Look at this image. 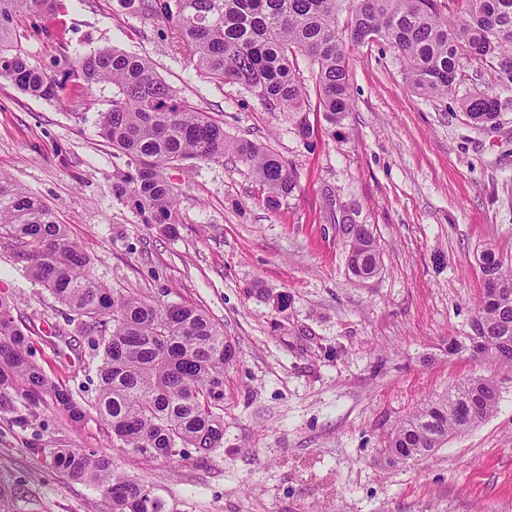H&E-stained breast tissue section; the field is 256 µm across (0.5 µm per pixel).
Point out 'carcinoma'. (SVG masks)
Segmentation results:
<instances>
[{"instance_id": "carcinoma-1", "label": "carcinoma", "mask_w": 512, "mask_h": 512, "mask_svg": "<svg viewBox=\"0 0 512 512\" xmlns=\"http://www.w3.org/2000/svg\"><path fill=\"white\" fill-rule=\"evenodd\" d=\"M342 0H139L146 16L166 23L174 50L199 75L244 86L267 107L287 111L307 138L308 93L297 55L310 63L317 109L334 128L351 111L345 41L386 38L405 63V78L421 96L443 98L456 87L465 60L495 61L498 79L512 82V0H465V16L450 22L441 0H349L347 33L339 32ZM66 0H0V80L50 102L77 88L112 87L111 108L101 113L103 138L128 157L135 172L117 176L113 191L128 196L146 223L177 235L174 188L165 170L182 162L222 161L231 154L249 164L276 207L295 188L293 170L274 152L229 138L224 125L179 97L152 61L114 47L72 53L65 42ZM58 41L54 72L22 49L25 27ZM461 108L476 125L496 123L495 98L475 93ZM351 237V261L374 271L380 252L369 232L341 225ZM6 234L29 262L31 277L68 309L67 324L87 331L93 321L102 349L96 396L89 404L52 383L32 359L31 337L0 296V410L37 405L49 396L74 421L89 409L112 432V447L145 461L210 457L224 447V371L236 350L224 330L195 306L117 295L89 271L90 261L54 209L17 182L0 176V235ZM485 280L477 323L483 350L512 364V268L492 251L482 266ZM497 403L494 385L470 377L423 403L387 435L380 455L397 467L425 457L448 436L475 427ZM49 464L94 486L112 501V512H166V503L145 483L115 471L112 457L91 448H41Z\"/></svg>"}]
</instances>
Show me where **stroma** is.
<instances>
[{
	"label": "stroma",
	"instance_id": "1",
	"mask_svg": "<svg viewBox=\"0 0 512 512\" xmlns=\"http://www.w3.org/2000/svg\"><path fill=\"white\" fill-rule=\"evenodd\" d=\"M64 22L71 51L148 57L229 137L278 154L296 187L273 208L237 158L188 162L168 172L182 216L169 237L112 191L128 166L100 134L111 87L64 106L0 80V174L56 210L97 280L205 310L238 352L224 374V446L203 460L145 462L113 447L96 413L75 423L49 399L24 425L0 411V512H112L42 454L70 446L111 453L167 512H512V365L448 350L477 311L482 252L512 266V84L473 60L452 94L426 98L386 40L352 45L351 112L333 129L310 111L304 139L287 113L197 75L175 56L168 26L127 0H69ZM475 92L497 99L495 127L462 112ZM342 219L371 230L377 275L349 270ZM27 267L0 238V295L31 330L36 363L53 383L93 398L89 337L68 326ZM280 295L287 308H276ZM472 376L496 386L493 412L434 456L386 466V435Z\"/></svg>",
	"mask_w": 512,
	"mask_h": 512
}]
</instances>
